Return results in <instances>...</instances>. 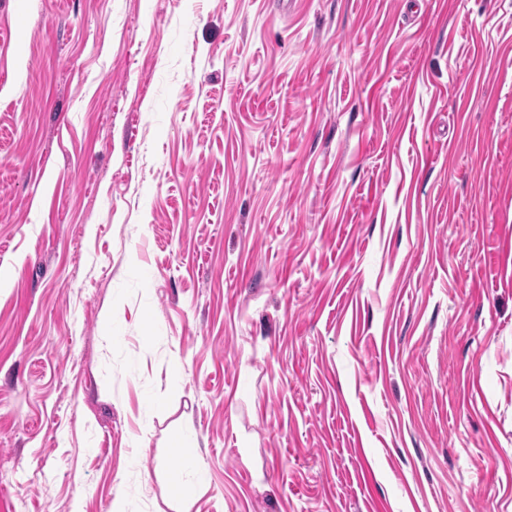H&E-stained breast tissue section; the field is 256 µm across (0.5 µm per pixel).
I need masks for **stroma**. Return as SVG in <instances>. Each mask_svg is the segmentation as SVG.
I'll return each instance as SVG.
<instances>
[{"instance_id": "obj_1", "label": "stroma", "mask_w": 512, "mask_h": 512, "mask_svg": "<svg viewBox=\"0 0 512 512\" xmlns=\"http://www.w3.org/2000/svg\"><path fill=\"white\" fill-rule=\"evenodd\" d=\"M0 512H512V0H0Z\"/></svg>"}]
</instances>
